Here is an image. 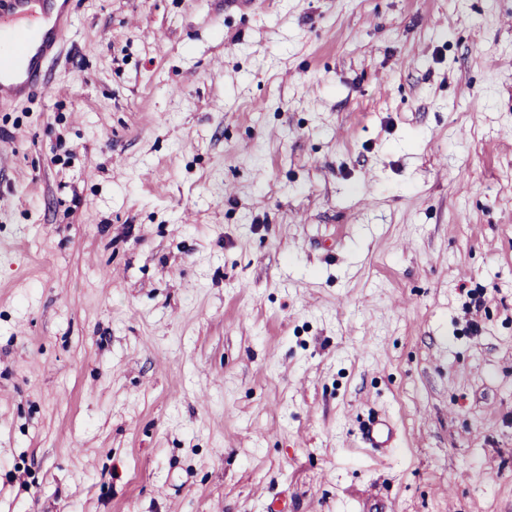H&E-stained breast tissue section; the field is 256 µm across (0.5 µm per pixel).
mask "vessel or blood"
<instances>
[{
	"label": "vessel or blood",
	"mask_w": 512,
	"mask_h": 512,
	"mask_svg": "<svg viewBox=\"0 0 512 512\" xmlns=\"http://www.w3.org/2000/svg\"><path fill=\"white\" fill-rule=\"evenodd\" d=\"M38 0H0V47L8 50L0 60V101H16L44 83V64L57 54L65 39V20L71 0H59L54 18L31 30Z\"/></svg>",
	"instance_id": "vessel-or-blood-1"
}]
</instances>
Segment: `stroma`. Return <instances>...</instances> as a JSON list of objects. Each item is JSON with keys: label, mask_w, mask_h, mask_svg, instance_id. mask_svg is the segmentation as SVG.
<instances>
[{"label": "stroma", "mask_w": 512, "mask_h": 512, "mask_svg": "<svg viewBox=\"0 0 512 512\" xmlns=\"http://www.w3.org/2000/svg\"><path fill=\"white\" fill-rule=\"evenodd\" d=\"M510 15L74 0L0 105V512H512ZM367 437L372 448H391L392 446V431L385 421L378 419L370 421Z\"/></svg>", "instance_id": "35a3bbf8"}]
</instances>
